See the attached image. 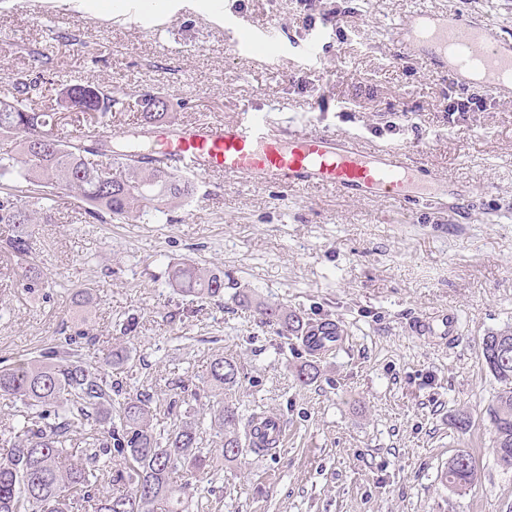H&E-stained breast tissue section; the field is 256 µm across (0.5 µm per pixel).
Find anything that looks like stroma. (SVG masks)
<instances>
[{
  "instance_id": "1",
  "label": "stroma",
  "mask_w": 512,
  "mask_h": 512,
  "mask_svg": "<svg viewBox=\"0 0 512 512\" xmlns=\"http://www.w3.org/2000/svg\"><path fill=\"white\" fill-rule=\"evenodd\" d=\"M171 0L142 22L125 0L78 10L63 0H0V79L50 57L58 74L112 87L116 97L158 92L175 125L283 112L289 127L398 146L450 182L453 193L409 213L383 199L310 188L298 193L235 180H197L196 194L150 223H95L70 194L56 221L35 225L29 259L45 284L28 292L0 224V362L55 350L75 337L83 360L126 356L112 377L146 394L156 429L193 414L214 461L192 478L205 512H512V469L492 448L486 410L499 385L481 357L489 333L512 327V99L485 110H444L449 73L401 57L393 25L419 8L455 6L512 41V0ZM273 29L266 55L237 42L240 26ZM327 28L318 62L303 53ZM77 34L72 43L56 32ZM223 272L224 292L173 288L170 265ZM96 290L72 307V289ZM342 329L310 384L301 337L259 325L236 293ZM459 317L448 343L417 337L422 318ZM231 357L245 414L278 416L283 447L225 461L211 424L222 394L206 386L211 361ZM467 414L472 428L456 431ZM473 456L475 484L444 480L457 453Z\"/></svg>"
}]
</instances>
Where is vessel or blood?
Wrapping results in <instances>:
<instances>
[{"mask_svg": "<svg viewBox=\"0 0 512 512\" xmlns=\"http://www.w3.org/2000/svg\"><path fill=\"white\" fill-rule=\"evenodd\" d=\"M394 39L401 56L450 73L459 87L479 86L512 98V42L491 25L471 22L451 7L421 10L395 25ZM273 123L265 112L224 123L199 120L163 133L160 145L175 173L204 178L218 171L290 192L323 186L346 197L393 200L407 211L448 191L405 150L297 130L277 134Z\"/></svg>", "mask_w": 512, "mask_h": 512, "instance_id": "obj_1", "label": "vessel or blood"}]
</instances>
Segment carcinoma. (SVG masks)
<instances>
[{
    "mask_svg": "<svg viewBox=\"0 0 512 512\" xmlns=\"http://www.w3.org/2000/svg\"><path fill=\"white\" fill-rule=\"evenodd\" d=\"M68 114L100 123L112 116L120 100L100 86L59 79ZM37 81L28 75L0 88V136L12 147L0 150V182L38 187L20 195L0 191V224L11 227L6 249L16 258L29 290L43 284V270L28 260L32 226L55 222L56 194L68 192L85 204V214L100 221L150 222L168 215L195 194L194 178L177 174L156 160L144 162L137 139L166 117L167 101L151 92L139 95V126L128 132L135 142L116 149L87 135L61 137L59 117L37 107ZM106 156L109 166L96 163ZM169 281L188 295L218 297L224 275L180 262ZM94 302L91 288L71 295L83 310ZM238 303L252 307L261 323L280 336H303L312 321L275 303L254 298L245 289ZM484 363L501 389L488 409L492 448L499 463L512 469V328L488 334L481 347ZM234 358L217 357L209 368V385L224 392L239 383ZM0 396L15 398L37 412L16 422L15 441L0 456V512H191L189 483H177L178 470L194 473L210 466L212 449L200 446V427L192 419L174 426L166 437L152 424L146 396H121L119 385L79 360L76 352H53L0 367ZM224 434V460L246 451L254 416L244 417L226 400L214 412ZM124 460L114 469L112 458ZM448 464V485L462 491L476 478L472 457Z\"/></svg>",
    "mask_w": 512,
    "mask_h": 512,
    "instance_id": "cac0c4a2",
    "label": "carcinoma"
}]
</instances>
